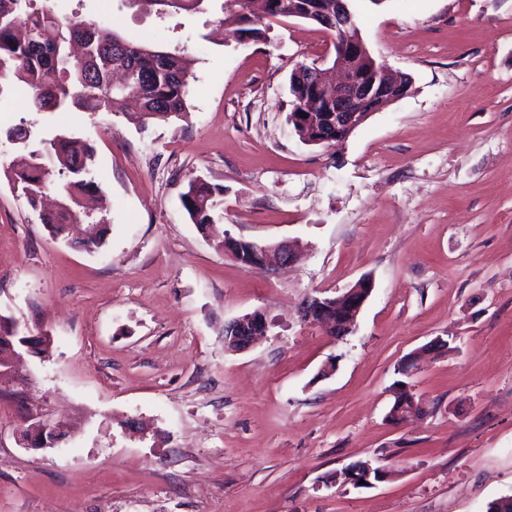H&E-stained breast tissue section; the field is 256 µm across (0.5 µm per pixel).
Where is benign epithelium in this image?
Listing matches in <instances>:
<instances>
[{
	"mask_svg": "<svg viewBox=\"0 0 512 512\" xmlns=\"http://www.w3.org/2000/svg\"><path fill=\"white\" fill-rule=\"evenodd\" d=\"M288 14L318 22L331 31L345 35V41L338 45L332 64V69L339 73L337 80L329 79L327 70L316 65L298 66L293 72L292 85L302 89H329L332 92V116L329 118L322 114L316 97H297L299 111L294 113L291 121L307 133L325 122L336 132L334 139L326 135L312 139V143L341 142L370 115L410 94L412 80L409 75L377 62L370 54L349 0H310L308 3L292 0L288 5ZM222 248L224 253L234 257L248 270L269 268V248L265 246L226 237ZM373 287V280L370 279L367 288L349 289L341 294L345 313L341 321L335 320L334 306L323 303L318 296H310L304 301L300 316L321 327L329 336H346L356 327L357 317ZM266 331L267 324L262 313H247L226 327L224 342L233 351H244ZM24 424L21 436L25 447L38 450L52 448L58 443L60 425L50 411L32 412L26 415ZM345 478L356 487L361 480L368 482L371 487L386 478V471L366 461L347 467Z\"/></svg>",
	"mask_w": 512,
	"mask_h": 512,
	"instance_id": "1",
	"label": "benign epithelium"
}]
</instances>
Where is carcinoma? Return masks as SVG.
<instances>
[{
	"label": "carcinoma",
	"instance_id": "cac0c4a2",
	"mask_svg": "<svg viewBox=\"0 0 512 512\" xmlns=\"http://www.w3.org/2000/svg\"><path fill=\"white\" fill-rule=\"evenodd\" d=\"M125 7L155 10L170 15L203 12L206 0H120ZM253 0H224L221 23L233 27L241 40L247 34L254 44L266 39L264 20L288 16L290 0H265L258 15ZM193 59L184 48L171 50L131 41L95 21L60 17L50 9L37 8L36 0H0V96L24 93L36 112L60 108L78 112H111L128 98L140 104L141 125L154 120L182 118L187 114ZM126 83L115 92V72ZM28 150L25 167L11 172L9 181L22 191L41 223L51 234L66 241L69 225L92 217L89 202L97 185L86 178L95 155L87 141L64 133L36 140L32 128L20 125L0 130V136ZM59 175L62 205L38 209L43 190ZM224 187L192 178L181 200L192 223L203 232L217 223V198ZM14 320L0 314V353L17 342Z\"/></svg>",
	"mask_w": 512,
	"mask_h": 512
}]
</instances>
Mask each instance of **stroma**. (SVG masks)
Instances as JSON below:
<instances>
[{
  "instance_id": "obj_1",
  "label": "stroma",
  "mask_w": 512,
  "mask_h": 512,
  "mask_svg": "<svg viewBox=\"0 0 512 512\" xmlns=\"http://www.w3.org/2000/svg\"><path fill=\"white\" fill-rule=\"evenodd\" d=\"M222 2L162 18L37 0L184 47L194 80L183 118L144 129L0 99L1 127L94 144L109 224L95 253L55 239L0 172V313L51 340L0 377V512H486L512 495V0H353L371 55L413 87L331 146L287 123L291 73L330 66V35L288 17L227 41ZM197 176L224 187L226 236L294 241L299 259L224 255L182 206ZM366 275L352 333L300 320ZM254 311L265 336L228 350L225 326ZM438 337L450 350L408 379L424 414L392 424L398 365ZM36 409L65 421L55 447L20 444ZM359 461L386 479L345 482Z\"/></svg>"
}]
</instances>
